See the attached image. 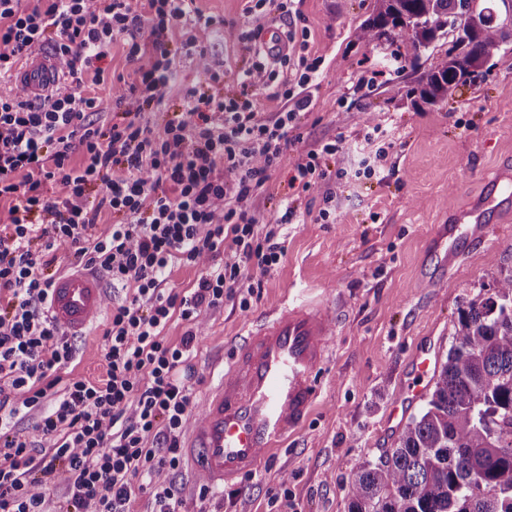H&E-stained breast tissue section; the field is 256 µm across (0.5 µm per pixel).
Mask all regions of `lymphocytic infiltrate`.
<instances>
[{"instance_id": "1", "label": "lymphocytic infiltrate", "mask_w": 512, "mask_h": 512, "mask_svg": "<svg viewBox=\"0 0 512 512\" xmlns=\"http://www.w3.org/2000/svg\"><path fill=\"white\" fill-rule=\"evenodd\" d=\"M295 0H245L255 19L236 38L252 56L239 89L220 93L222 71L208 69L211 91H189L163 127L146 117L176 83L179 56L206 63V43L221 28L194 0H0V78L34 46L50 44L63 87L37 99L0 97V199H10V230L0 234V512H46L64 485L58 512H128L149 492L152 512H181L176 477L185 466L182 436L194 406L196 325L238 303L249 310L264 277L285 255L282 240L299 215L284 202L260 225L255 202L313 103L322 58L297 53ZM278 12L285 46L270 55L255 44L257 21ZM179 50H172V41ZM122 43L133 78L117 98L119 121L103 124L86 75L103 81V60ZM275 88L283 109L256 112L251 89ZM383 141L358 168H332L343 142L306 148L289 186L322 187L317 219L334 221L336 185L373 178L387 158ZM112 226L93 231L102 214ZM198 265L192 288L169 291L175 262ZM105 275L126 289L105 334L103 379H63L73 348L48 317L46 298L62 266ZM189 325L179 343L163 334L173 316ZM36 415L34 436L18 423Z\"/></svg>"}]
</instances>
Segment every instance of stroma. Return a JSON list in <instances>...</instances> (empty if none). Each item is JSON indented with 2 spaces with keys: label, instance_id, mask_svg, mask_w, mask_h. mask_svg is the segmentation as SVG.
Wrapping results in <instances>:
<instances>
[{
  "label": "stroma",
  "instance_id": "35a3bbf8",
  "mask_svg": "<svg viewBox=\"0 0 512 512\" xmlns=\"http://www.w3.org/2000/svg\"><path fill=\"white\" fill-rule=\"evenodd\" d=\"M376 4L298 0L296 7L308 30V54L323 60L319 87L302 121L304 141L343 139L336 165L348 169L365 148L366 134L380 126L393 147L377 178L337 186L336 219L322 224L316 219L321 190L297 195L288 186L302 149L287 150L256 203L257 217L266 224L281 202L295 201L300 221L288 227L283 261L264 277L261 296L248 311L228 301L199 320L193 365L200 398L217 378L214 361L230 352L244 327L298 289H318L328 303H340L343 315L309 419L259 471L225 486L223 512H348L354 471L397 445L399 433L386 430L385 420L409 379L420 342L432 341L437 362H444L459 308L512 273V212L488 214L494 226L489 240L466 251L449 271L431 256L432 239L449 214L470 208L484 194L487 177L512 172V44L453 100L427 105L419 98V80L444 55L447 40L417 60L410 48H401L398 61L386 65L387 43L356 37ZM243 5L195 0L203 15L224 23L225 36L206 55L212 68L223 71L228 88L249 58L235 37ZM105 65L111 78L87 84L84 93L97 98L100 118L108 122L123 91L112 77L131 74L133 66L119 43ZM205 85L196 57L182 58L178 81L152 121L163 125L179 111L187 90ZM107 327L102 315L83 335L71 337L74 358L63 378H103Z\"/></svg>",
  "mask_w": 512,
  "mask_h": 512
}]
</instances>
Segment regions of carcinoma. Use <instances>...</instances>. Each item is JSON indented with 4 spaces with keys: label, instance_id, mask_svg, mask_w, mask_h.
<instances>
[{
    "label": "carcinoma",
    "instance_id": "1",
    "mask_svg": "<svg viewBox=\"0 0 512 512\" xmlns=\"http://www.w3.org/2000/svg\"><path fill=\"white\" fill-rule=\"evenodd\" d=\"M378 0L357 33L371 43L398 32L414 56L449 36L448 51L421 80L436 105L481 75L512 41L497 18L506 0ZM348 512H512V274L460 309L454 344L420 413L396 448L354 472Z\"/></svg>",
    "mask_w": 512,
    "mask_h": 512
}]
</instances>
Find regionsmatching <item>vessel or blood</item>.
Segmentation results:
<instances>
[{
  "instance_id": "b4317fda",
  "label": "vessel or blood",
  "mask_w": 512,
  "mask_h": 512,
  "mask_svg": "<svg viewBox=\"0 0 512 512\" xmlns=\"http://www.w3.org/2000/svg\"><path fill=\"white\" fill-rule=\"evenodd\" d=\"M15 83L33 96L58 89L62 80L55 61L39 57L19 70ZM489 230L481 210L459 215L446 229L443 250L435 254L439 266L450 268L462 254L461 241H483ZM108 293L96 273L75 270L54 282L49 313L65 334H82L104 312ZM340 321L339 309L305 294L247 327L204 395L185 447L194 470L211 486L235 485L256 473L268 453L306 423ZM434 370L432 346L421 343L389 422H401L409 407L424 397Z\"/></svg>"
}]
</instances>
